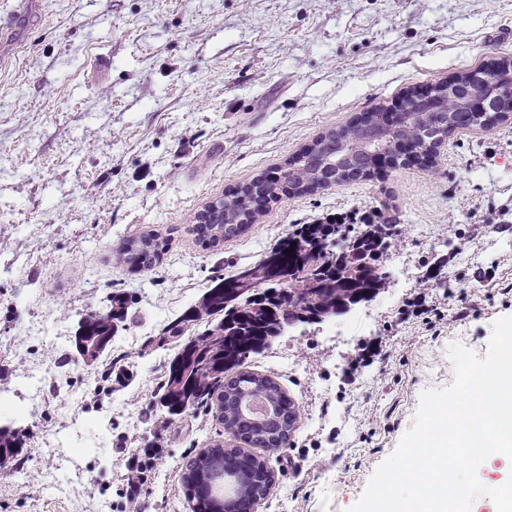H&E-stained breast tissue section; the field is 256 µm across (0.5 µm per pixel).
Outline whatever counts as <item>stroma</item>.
<instances>
[{
  "label": "stroma",
  "mask_w": 512,
  "mask_h": 512,
  "mask_svg": "<svg viewBox=\"0 0 512 512\" xmlns=\"http://www.w3.org/2000/svg\"><path fill=\"white\" fill-rule=\"evenodd\" d=\"M510 60L512 0H30L0 32V427L25 434L0 512H192L187 461L242 442L210 407H161L162 329L293 225L374 211L397 222L384 290L244 361L300 412L285 447L256 451L274 482L253 512H349L421 392L451 385L449 345L485 356L512 316V118L454 131L429 167L283 193L215 248L195 216L416 86ZM148 231L168 241L159 265L118 262ZM116 291L126 321L84 365L78 323ZM116 357L129 385L101 378ZM47 374L57 389L36 397Z\"/></svg>",
  "instance_id": "1"
}]
</instances>
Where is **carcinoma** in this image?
<instances>
[{
    "mask_svg": "<svg viewBox=\"0 0 512 512\" xmlns=\"http://www.w3.org/2000/svg\"><path fill=\"white\" fill-rule=\"evenodd\" d=\"M490 120L482 119L463 108H454L446 113L430 112L421 117L415 128V139L420 145L448 135L458 129H466L477 125L485 127ZM355 135L350 127L332 129L324 134L327 140L326 151L332 152L348 146L347 140ZM317 170L316 158L310 156L298 159L283 170V176L291 183H299L301 179ZM263 197L252 195L249 188L237 194H230L219 200L215 206L207 205L208 216L198 214L205 223L196 225V232L201 243L216 247L221 242L236 238L250 228V225L239 222L243 216L254 221L263 214L259 203ZM338 228L353 235L359 247L365 251H376L385 254L388 239L391 235L387 229L396 228L391 222L375 224L366 218L345 224L343 222L327 224H297L295 229L282 237L277 244L258 261L249 267L255 278L261 283L267 282V269L275 263L283 275L277 286L288 289L291 284L286 279L294 277L306 280L309 276H317L326 282V287L315 291L307 297L308 303L317 309L330 310L352 301L355 296L365 297L374 293L382 286L380 276L370 268L358 265L359 259L350 261L352 267L348 273L336 277V253L325 248L324 240L328 236L327 228ZM165 240L155 233H147L126 239L117 250L120 261L134 267L142 265V269L151 270L160 261L165 251ZM240 273L229 278L217 276L211 286L203 293L196 305V311L185 313L166 329L167 338L178 343L177 353L169 363L163 384L161 406L166 408L169 417L181 416L200 405L217 401V419L224 424V429L232 436L240 438L256 448H266L270 439V427L251 422L244 418L238 410V404L246 397L261 392L266 401L276 407V417L283 418V427L293 429L289 421L293 401L273 379L257 373L242 371L226 378L224 374L239 367L250 353L267 346L261 336L265 329L264 318H277L283 312L278 307L274 311H257L245 302L237 308L224 305V287L234 284ZM128 307V299L120 292L108 298L106 308L86 315L83 318V333L96 336L109 348L112 338L116 336L118 323L126 319L122 314L112 315V309L122 310ZM208 317V326L201 332H193L192 328L200 320ZM22 435L16 432H0V449L3 450V463L19 461L22 448ZM249 467V475L245 476L243 487L238 497L244 500V506L251 504L253 493L268 489L270 479L264 472H259L263 462L238 448H224L216 443L213 447L201 452L186 466L182 477L184 493L193 502L194 512H209L212 499L202 496L198 488H190L189 480L201 471L207 472L220 469L230 459Z\"/></svg>",
    "mask_w": 512,
    "mask_h": 512,
    "instance_id": "cac0c4a2",
    "label": "carcinoma"
}]
</instances>
